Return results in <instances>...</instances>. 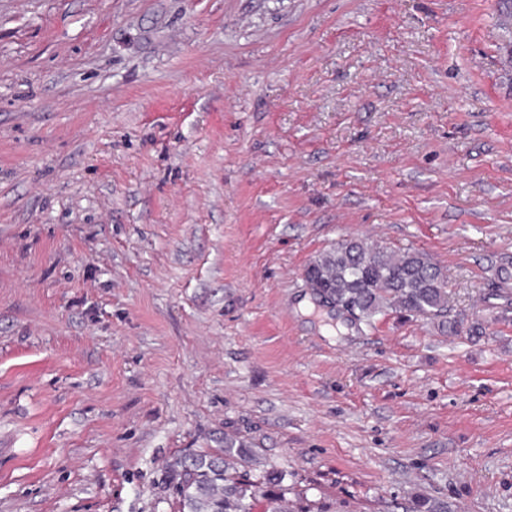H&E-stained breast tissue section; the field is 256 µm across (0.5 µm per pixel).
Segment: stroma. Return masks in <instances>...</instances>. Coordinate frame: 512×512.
I'll return each mask as SVG.
<instances>
[{"instance_id": "stroma-1", "label": "stroma", "mask_w": 512, "mask_h": 512, "mask_svg": "<svg viewBox=\"0 0 512 512\" xmlns=\"http://www.w3.org/2000/svg\"><path fill=\"white\" fill-rule=\"evenodd\" d=\"M496 0H0V512H512V61ZM425 252L445 320L304 272ZM246 448L229 438L224 441V460L200 454L184 463L178 481L181 511L250 512L251 501L260 494L264 481L237 475L234 461L247 456Z\"/></svg>"}]
</instances>
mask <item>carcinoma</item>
I'll use <instances>...</instances> for the list:
<instances>
[{"instance_id": "cac0c4a2", "label": "carcinoma", "mask_w": 512, "mask_h": 512, "mask_svg": "<svg viewBox=\"0 0 512 512\" xmlns=\"http://www.w3.org/2000/svg\"><path fill=\"white\" fill-rule=\"evenodd\" d=\"M305 280L314 295L371 321L388 310L429 319L448 311L446 275L424 252L391 250L360 238L344 239L316 257ZM246 446L224 440V457L200 454L182 465V512H250L262 482L237 475L234 461Z\"/></svg>"}]
</instances>
